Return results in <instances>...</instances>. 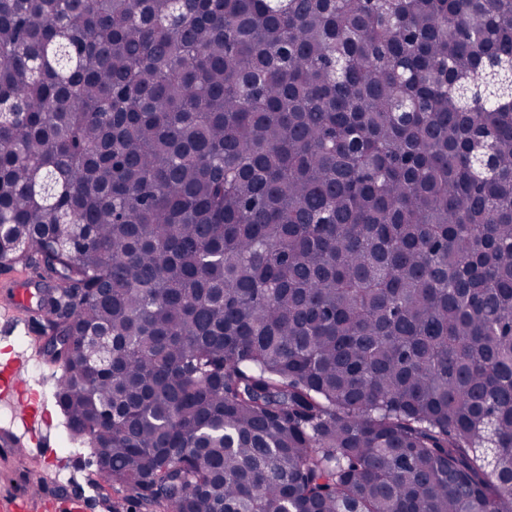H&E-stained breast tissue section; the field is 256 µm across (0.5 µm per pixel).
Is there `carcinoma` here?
<instances>
[{
    "label": "carcinoma",
    "instance_id": "cac0c4a2",
    "mask_svg": "<svg viewBox=\"0 0 512 512\" xmlns=\"http://www.w3.org/2000/svg\"><path fill=\"white\" fill-rule=\"evenodd\" d=\"M21 261L108 485L512 512V0H0Z\"/></svg>",
    "mask_w": 512,
    "mask_h": 512
}]
</instances>
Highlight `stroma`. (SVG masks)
Listing matches in <instances>:
<instances>
[{"label": "stroma", "mask_w": 512, "mask_h": 512, "mask_svg": "<svg viewBox=\"0 0 512 512\" xmlns=\"http://www.w3.org/2000/svg\"><path fill=\"white\" fill-rule=\"evenodd\" d=\"M43 286L30 264L0 266V315L18 322L13 331L0 325V369L11 363L12 355H19V362L11 363L18 380L36 387L44 398L42 414L31 417L23 400L0 393V432H16L27 449L26 454L15 455L0 448V498L21 493L31 472L47 468L52 477L40 489L43 498L61 501L83 494L90 498L88 512H161L160 507L137 504L126 490L101 483L97 468L91 463L92 448L67 442L65 418L52 397L62 370L42 351L50 332L46 314L37 307ZM46 436L57 448V458L50 465L36 451Z\"/></svg>", "instance_id": "1"}]
</instances>
